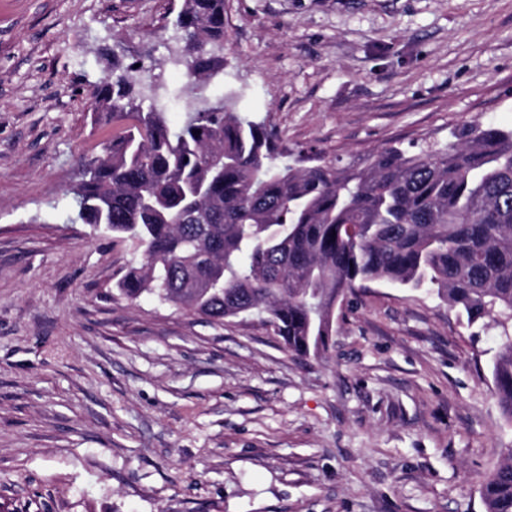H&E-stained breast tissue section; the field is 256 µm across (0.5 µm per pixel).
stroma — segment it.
<instances>
[{
	"label": "stroma",
	"mask_w": 512,
	"mask_h": 512,
	"mask_svg": "<svg viewBox=\"0 0 512 512\" xmlns=\"http://www.w3.org/2000/svg\"><path fill=\"white\" fill-rule=\"evenodd\" d=\"M181 0H0V512H485L512 447L501 336L436 293L370 283L324 358L116 283L131 244L69 215L124 64L195 101ZM205 94L236 91L291 157L512 127V0H224Z\"/></svg>",
	"instance_id": "1"
}]
</instances>
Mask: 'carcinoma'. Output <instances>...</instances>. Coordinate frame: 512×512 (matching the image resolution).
Masks as SVG:
<instances>
[{"label": "carcinoma", "mask_w": 512, "mask_h": 512, "mask_svg": "<svg viewBox=\"0 0 512 512\" xmlns=\"http://www.w3.org/2000/svg\"><path fill=\"white\" fill-rule=\"evenodd\" d=\"M176 22L195 55L169 62L192 91L212 71L199 50L224 42V0H182ZM139 72L114 54L93 86L94 122L118 133L72 188L78 220L140 256L117 283L124 298L217 323L258 317L288 351L320 358L356 285L434 290L468 325L500 329L492 373L512 423V129L474 120L444 147L292 164L265 121L235 111V93L173 126ZM482 497L486 512H512V448Z\"/></svg>", "instance_id": "1"}]
</instances>
